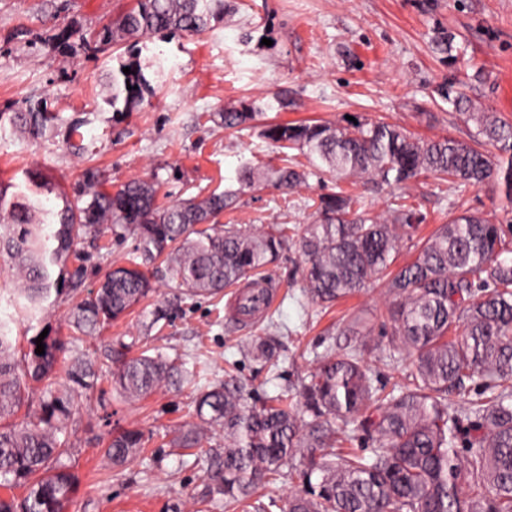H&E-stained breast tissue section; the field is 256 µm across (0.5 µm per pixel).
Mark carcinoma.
Wrapping results in <instances>:
<instances>
[{"label": "carcinoma", "instance_id": "obj_1", "mask_svg": "<svg viewBox=\"0 0 512 512\" xmlns=\"http://www.w3.org/2000/svg\"><path fill=\"white\" fill-rule=\"evenodd\" d=\"M224 0H137V7L102 27L95 44H138L161 33L200 35L224 19ZM455 35L439 30L434 45L443 54L448 77L438 96L476 126L465 142L448 137L424 140L382 121L269 123L259 135L281 149L296 150L306 163L288 159L279 166H240L236 187L159 204L160 185L132 179L114 193L90 187L84 203L58 194L62 207L43 203V185L6 199L0 191V256L17 275L15 288L31 311L51 292H61L54 268H64L82 240L110 225L112 235L131 234L136 245L128 265L104 273L97 288L69 312L73 335L47 336L22 358L8 322L0 320V486L25 487L21 497H0V512H65L77 485L59 438L77 398L94 388L92 364L71 369L75 387L50 379L61 354L102 330L139 304L152 290L150 269L166 264L180 294L150 312L146 330L171 321L186 299L215 297L246 279L266 280L285 252L302 259L305 297L330 304L380 282L395 298L388 310V353L392 364L404 353L413 369L392 387L374 384L364 357L371 330L360 314L344 331L360 337L345 352L315 353L317 366L296 387H285L257 406L240 376L202 391L196 421L182 426L168 446L184 455H209L211 464L198 503L216 497L241 512H270L260 490L283 476V467L301 460L300 486L288 498V512H512V226L504 228L477 213H464L436 230L419 246L415 260L391 270L403 241L413 242L426 215L395 201L390 217L371 210L363 194L343 187L360 181L368 191L403 187L422 176L448 180L463 191L495 182L512 202V122L485 110L462 91L454 70ZM128 67L132 73L126 74ZM132 89H127V86ZM115 112L140 108L153 90L137 61L119 62L109 84ZM288 107L278 94L262 105L242 103L217 113L226 128L250 127L264 112ZM49 116L29 104L13 116L14 126L42 134ZM492 146L490 152L486 146ZM315 176L327 192L314 201L315 217L303 228L286 224H221L250 189L272 187L293 194ZM123 344L108 360L123 358L112 373L113 389L139 401L158 388L180 387L189 377L181 358L140 354L125 357ZM250 360L279 369L277 346L256 337L242 350ZM48 379L39 410L21 414L26 378ZM479 378L475 397L465 381ZM461 397L462 405L448 402ZM224 432V455L203 447L205 432ZM363 432L372 447L342 452ZM144 433L124 429L112 436L105 455L115 466L131 462L144 448Z\"/></svg>", "mask_w": 512, "mask_h": 512}]
</instances>
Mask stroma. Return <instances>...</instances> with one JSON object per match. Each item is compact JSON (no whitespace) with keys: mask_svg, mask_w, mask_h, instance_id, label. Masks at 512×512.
<instances>
[{"mask_svg":"<svg viewBox=\"0 0 512 512\" xmlns=\"http://www.w3.org/2000/svg\"><path fill=\"white\" fill-rule=\"evenodd\" d=\"M221 23L199 36L162 33L138 51L130 45L93 51L83 41L135 5V0H0V112L24 111L27 101H42L53 116L39 137L0 124V186L7 194L25 190L27 173L68 199L80 197L88 173L108 191L131 178L159 182L158 201L171 205L196 194L222 192L241 162L279 161L276 147L251 130L226 129L213 122L225 105L263 103L277 93L288 96L282 111L266 112L265 121L336 122L367 117L407 128L423 139L448 136L470 140L464 121L435 89L448 74L434 50L436 30L456 36L460 50L457 75L467 95L482 107L512 120V0H230ZM164 51V67L153 54ZM138 57L154 94L136 112H116L106 88L119 61ZM427 220L418 236L474 212L492 222L512 225V203L500 189L469 188L449 196L428 177L404 190ZM400 190L383 187L370 194L372 209L388 213ZM308 189L282 201L278 191L244 193L225 212L226 224H297L312 220ZM135 241H118L110 229L85 240L68 270L81 279L66 280L63 292L50 296L42 311L28 314L13 306L11 271L0 260V319L6 320L21 347L42 332L65 336L72 303L95 289L110 268L126 264ZM297 254H283L274 268L276 285L286 288L271 321L241 324L229 315L231 295L217 300H185L173 323L144 331L156 305L177 290L165 269L153 279L154 291L131 312L94 339L64 355L66 363L89 359L104 343L139 337L140 348L169 357L191 353L205 339L209 354L195 381L178 390L129 401L109 383L114 362L100 363L97 386L75 408L62 434L65 458L77 478L67 512H167L169 503L193 504L210 462L182 456L167 442L194 414L197 395L223 380L226 362L239 361V374L264 398L298 385L314 368L313 354L333 346L355 345L343 323L361 312L373 329L372 342L386 347L384 288L374 285L324 308L302 295ZM271 332L284 362L273 373L244 358L250 337ZM137 428L149 441L137 459L113 467L104 450L112 436Z\"/></svg>","mask_w":512,"mask_h":512,"instance_id":"35a3bbf8","label":"stroma"}]
</instances>
